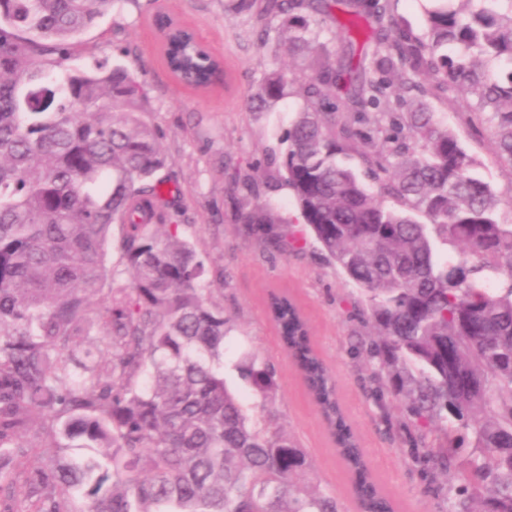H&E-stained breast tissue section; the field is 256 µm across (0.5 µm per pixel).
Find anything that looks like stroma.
Returning <instances> with one entry per match:
<instances>
[{
    "instance_id": "1",
    "label": "stroma",
    "mask_w": 512,
    "mask_h": 512,
    "mask_svg": "<svg viewBox=\"0 0 512 512\" xmlns=\"http://www.w3.org/2000/svg\"><path fill=\"white\" fill-rule=\"evenodd\" d=\"M261 5L254 0L248 11L240 9L238 0H157L153 5L120 0L82 35L68 65L122 63L144 81L150 119L168 158L158 173L162 202L170 223L196 245L209 270L210 296L234 325L224 373L234 380L240 399L253 402L249 388L236 379L239 356L251 353L270 361L281 386L273 409L308 454L314 485L335 496L339 512H359L352 476L268 313L269 295L287 294L308 323L311 343L335 380L346 420L393 512H447L448 491L459 485L458 476H443L434 461L411 455L419 432L409 426L404 403L376 395L368 381L373 365L353 349L371 333L356 311V286L314 239L275 251L248 235L237 219L231 185L237 175L247 173L258 180L262 200L285 218L288 237L302 236L305 230L288 187L270 184L274 168L268 153L306 106L304 89L312 73L295 70L286 97L272 111H249L251 92L290 61L285 17L268 18L265 28H257L254 10ZM156 7L198 32L223 60V81L200 90L172 76L150 19ZM426 104L476 160L478 176L498 191L512 186V165L498 159L489 124L470 111L464 94L430 97Z\"/></svg>"
}]
</instances>
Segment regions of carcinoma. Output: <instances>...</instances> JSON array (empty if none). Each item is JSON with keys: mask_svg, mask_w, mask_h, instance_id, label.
I'll list each match as a JSON object with an SVG mask.
<instances>
[{"mask_svg": "<svg viewBox=\"0 0 512 512\" xmlns=\"http://www.w3.org/2000/svg\"><path fill=\"white\" fill-rule=\"evenodd\" d=\"M117 2L0 0V512H338L268 408L279 390L273 365L248 353L235 364L259 419L224 376L233 327L204 288L195 245L159 205L167 156L138 74L120 63L65 68L76 41ZM428 2L417 33L391 0H264L257 22L286 16L288 49L314 73L310 107L269 159L322 250L358 287L374 329L361 342L376 363L371 379L434 428L437 443L416 440L413 454L462 477L448 512H512V224L496 218L512 192L474 174L475 160L422 101L389 117L394 134L380 141L353 127L386 117L373 110L395 80L422 97L459 89L512 165V0ZM336 4L346 21L321 42L309 17ZM364 20L374 24L372 50L369 65L350 68L347 117L321 107L342 76L328 45ZM163 55L196 88L220 78V62L191 44L173 41ZM290 74L285 66L267 77L250 110L280 100ZM353 152L376 187L349 163ZM239 188V222L282 250L287 219L253 202L250 175L234 181ZM389 197L401 209L387 207ZM116 225L121 285L106 265ZM439 243L457 257H442ZM100 293L92 318L89 300ZM270 309L362 512H392L298 309L285 296ZM25 447L86 455L18 482Z\"/></svg>", "mask_w": 512, "mask_h": 512, "instance_id": "obj_1", "label": "carcinoma"}]
</instances>
